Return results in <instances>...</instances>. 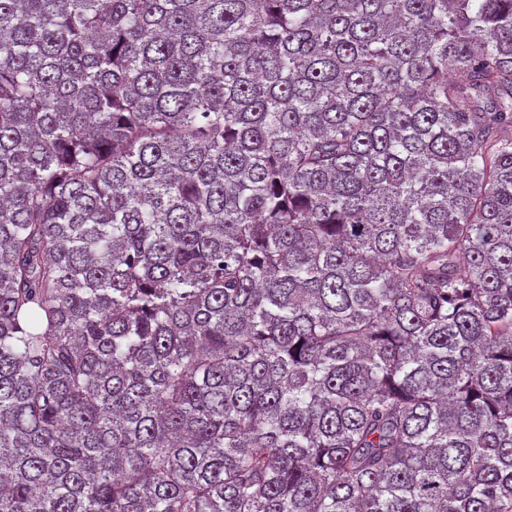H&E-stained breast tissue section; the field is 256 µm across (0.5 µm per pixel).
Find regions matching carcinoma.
<instances>
[{
    "label": "carcinoma",
    "instance_id": "cac0c4a2",
    "mask_svg": "<svg viewBox=\"0 0 512 512\" xmlns=\"http://www.w3.org/2000/svg\"><path fill=\"white\" fill-rule=\"evenodd\" d=\"M0 512H512V0H0Z\"/></svg>",
    "mask_w": 512,
    "mask_h": 512
}]
</instances>
